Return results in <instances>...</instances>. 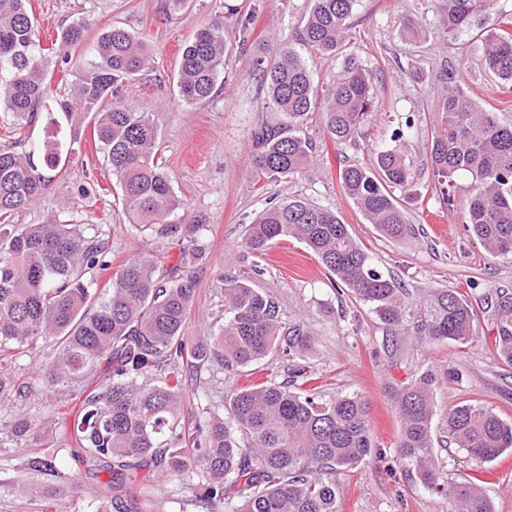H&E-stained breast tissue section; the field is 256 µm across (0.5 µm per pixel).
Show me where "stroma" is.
I'll return each instance as SVG.
<instances>
[{
  "label": "stroma",
  "instance_id": "35a3bbf8",
  "mask_svg": "<svg viewBox=\"0 0 512 512\" xmlns=\"http://www.w3.org/2000/svg\"><path fill=\"white\" fill-rule=\"evenodd\" d=\"M30 2L42 45H50L62 28L83 19L90 38L116 25L144 37L153 47L156 70L126 84L122 96L151 112L178 199L185 210L208 219L199 237L205 257L192 269L197 293L185 322L184 341L191 346L216 334L224 288L232 280L269 295L284 321L301 323L311 332L315 343L306 359L310 373L322 393L356 394L366 401L378 449L356 467L337 473V512H451L447 499L420 484L398 449L395 393L425 372L436 377L434 448L445 477L476 481L495 512H512V453L486 463L469 459L454 447L447 431L449 411L462 404L488 406L512 421V365L496 353L485 303L496 288L512 287V262L491 257L463 222L464 207L474 192L471 176L458 177L457 204L450 209L435 192L425 164L438 117L437 76L444 66L456 68L461 86L477 101H498L497 81L482 61L486 25L474 23L453 40L438 27L442 0H358L348 51L375 74L376 120L364 136L341 144L328 133L321 112L309 113L301 131L315 148L310 171L271 180L255 175L250 158L256 129L277 122L278 115L253 72L250 48L237 45L238 20L226 16L224 6L241 7L249 18L251 43L264 44L272 55L280 41L295 38L310 0H189L177 12L168 10L165 0ZM409 19L423 26L425 34L419 41L405 42L398 36ZM214 22L223 24L232 53L213 98L189 109L180 104L174 84L181 52L199 29ZM415 67L420 70L416 76L411 73ZM409 117L414 126L405 141L418 185L405 212L418 233L392 241L365 223L345 196L339 172L352 163L371 164L372 145L380 132H392ZM78 137V157L33 206L16 214L15 223L60 218L89 225L101 231L107 255L116 266L157 248L156 239L130 230L117 199L119 186L97 149L92 124L82 123ZM294 197L336 210L373 263L404 282L412 296L431 288H450L467 296L477 313V339L460 345L405 335L399 339L400 359H390L384 348L386 330L370 308L350 292H337L327 272L302 245L282 240L264 258H255L243 244L246 226L269 202ZM51 356V346L41 343L8 367L13 383L28 388L25 397H11V404L38 425L36 438L22 444L0 435V512H112V493L103 484L78 479L61 489L52 477L27 466L28 457L41 452L42 441L48 438L57 442V468L77 469L61 436L65 420L81 411L79 398L69 397L65 417L47 425L42 422L46 405L59 398L36 378L38 368ZM265 377L277 383L289 381L290 367L273 357L200 388L185 381L184 426H194L206 412L223 410L228 393ZM198 482L192 472L178 479L148 473L145 497L128 500L126 512H232L224 502L202 508Z\"/></svg>",
  "mask_w": 512,
  "mask_h": 512
}]
</instances>
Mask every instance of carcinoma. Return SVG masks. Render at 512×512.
Here are the masks:
<instances>
[{
    "label": "carcinoma",
    "mask_w": 512,
    "mask_h": 512,
    "mask_svg": "<svg viewBox=\"0 0 512 512\" xmlns=\"http://www.w3.org/2000/svg\"><path fill=\"white\" fill-rule=\"evenodd\" d=\"M357 0H311L299 34L309 54H344L336 76L314 83L308 59L286 42L274 59L255 50L253 65L268 92L273 126L256 134L252 166L268 178L306 171L312 143L298 126L323 107L329 133L339 142L354 139L376 112L371 72L346 53L350 18ZM28 0H0V106L23 127L43 122L47 137L18 153L0 149V366L7 351L22 353L40 342L55 353L40 380L47 388H72L103 370L91 389H79L81 417L64 432L68 444L94 470L110 476L115 512H124L122 493L140 486L138 470L149 464L157 475L179 478L188 470L206 486L203 501L230 498L234 512H337L336 473L360 464L374 451L369 411L359 396H322L310 385L302 361L313 339L301 324L282 320L267 295L233 281L224 288V322L209 343L190 348L182 331L196 297L197 280L181 269L202 258L197 239L207 224L188 215L177 198L161 156L158 128L150 113L121 98L124 83L154 69V51L142 37L113 26L86 43L87 23L76 20L59 34V47L82 49L53 56L41 45L38 21ZM495 0H443L442 33L455 38L479 20L490 25L482 41L499 91L512 94V18L493 12ZM224 27L200 29L182 52L176 87L187 106L210 101L224 74ZM74 66L78 77L70 98L50 94L51 65ZM439 121L427 152L434 188L448 208L455 206V177L477 185L464 216L472 234L493 257L512 258V124L498 108L481 104L458 85L456 68L440 72ZM94 116V138L116 176L118 200L131 229L179 249L180 267L157 275L159 257L138 254L118 266L108 287L98 280L111 267L103 240L69 220L18 225L14 215L31 205L75 158L76 129ZM370 166L348 165L339 174L345 194L367 223L399 241L413 231L400 198L416 185L403 134L373 148ZM291 238L311 250L328 273L370 305L386 328L388 354L397 335L411 332L428 341L465 345L476 337V313L464 294L433 288L412 299L401 283L378 271L336 212L303 199L265 208L248 225L245 247L262 257ZM498 356L512 365V288L487 299ZM276 354L294 367V384L270 380L237 388L226 396L228 415L178 429L183 373L198 377L204 365L234 371ZM436 378L427 372L396 393L401 421L399 448L420 483L449 499L453 512H493L472 481L444 479L434 451L432 421ZM448 435L469 457L490 462L512 451V423L492 410L466 404L448 414ZM36 424L0 402V431L25 441ZM30 469L66 484L71 475L56 469L52 451L28 460Z\"/></svg>",
    "instance_id": "cac0c4a2"
}]
</instances>
